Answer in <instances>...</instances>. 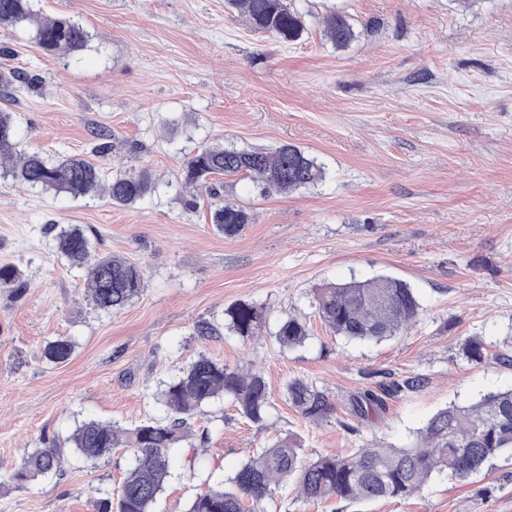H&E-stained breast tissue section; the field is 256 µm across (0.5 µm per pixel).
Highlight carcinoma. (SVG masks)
<instances>
[{
    "mask_svg": "<svg viewBox=\"0 0 512 512\" xmlns=\"http://www.w3.org/2000/svg\"><path fill=\"white\" fill-rule=\"evenodd\" d=\"M32 2L0 0V28L30 26L37 45L50 55H73L87 47L90 36L81 24L67 17L43 18ZM228 5L251 27L272 33L283 42H296L305 33L302 17L287 0H228ZM325 33L338 48L347 47L356 37L353 25L339 14L327 19ZM18 146L11 113L0 112V160L10 162L7 173L20 185L75 196H104L118 208L136 205L155 189L148 170L120 172L107 179L100 167L86 159L52 160L38 152H21ZM211 176L246 177L260 195L270 196L314 187L324 181L326 172L316 158L293 144L271 151L218 144L197 151L183 167L185 184L214 198L218 192L217 185L208 182ZM250 221L251 215L242 205L220 202L210 207V222L227 238L239 235ZM56 246L69 261L89 263L87 288L97 309L122 310L143 291V269L116 256L92 257L91 241L80 228L61 229ZM0 287L24 288L15 268L0 266ZM314 301L322 323L347 341L390 340L408 329L421 313L413 288L390 275L324 284L314 289ZM226 315L228 329L244 339L253 337L264 322L262 307L251 303H238ZM274 337L284 350L299 347L309 337L308 325L288 316L279 321ZM75 348L70 338L59 337L45 345L43 357L51 364H62L72 358ZM426 385L427 379L417 375L392 383L383 395L365 390L350 399L352 411L361 417L377 414L386 408L385 397ZM221 397L260 428L273 408L272 392L253 363L232 369L201 354L179 376L162 383L164 417L127 429L96 419L84 420L64 442H48L24 457L11 479L24 484L61 472L66 448L75 449L88 461L126 448L132 464L117 498L91 497V512H152L170 477L172 449L188 439L192 420L202 408ZM284 397L311 422L336 414L333 397L306 380L287 382ZM504 455L512 457V389L488 392L468 405L449 403L402 448L367 444L345 454L310 457L297 438L279 436L241 464L227 479L229 487L222 483L208 487L184 512H267L268 500L290 484L296 486L297 498L304 502L408 499L421 493L436 474L465 480Z\"/></svg>",
    "mask_w": 512,
    "mask_h": 512,
    "instance_id": "obj_1",
    "label": "carcinoma"
}]
</instances>
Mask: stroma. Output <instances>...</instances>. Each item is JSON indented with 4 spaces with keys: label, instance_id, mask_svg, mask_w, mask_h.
Masks as SVG:
<instances>
[{
    "label": "stroma",
    "instance_id": "1",
    "mask_svg": "<svg viewBox=\"0 0 512 512\" xmlns=\"http://www.w3.org/2000/svg\"><path fill=\"white\" fill-rule=\"evenodd\" d=\"M288 2L306 25L290 44L224 0H34L42 15L87 29L77 57L45 54L27 26L0 29V112L11 113L21 149L77 155L108 176L146 167L156 180L121 209L0 173V265L26 285L0 288V512H89L90 496H117L131 465L123 448L96 462L67 451L52 479L19 485L11 475L83 420L131 428L162 417L159 381L201 353L231 368L253 360L274 407L260 431L224 399L205 405L190 446L172 451L155 512H182L276 436L298 435L312 456L374 440L401 447L449 403L512 388V0ZM332 13L359 33L346 48L324 34ZM285 142L323 164L322 184L263 198L228 179L225 199L253 216L233 238L211 224L209 199L187 207L182 168L201 148ZM71 224L95 255L143 268L131 305L93 306L86 268L56 248ZM380 274L415 290L417 324L381 343L334 336L312 289ZM239 302L265 308L259 337L196 335L198 322L223 324ZM289 315L310 336L283 350L273 332ZM61 336L77 344L72 359L46 363L44 346ZM469 339L484 360L466 356ZM415 375L425 389L388 399L380 415L351 414L357 391ZM295 378L334 395L335 415L313 424L296 412L283 395ZM347 512H512V459Z\"/></svg>",
    "mask_w": 512,
    "mask_h": 512
}]
</instances>
